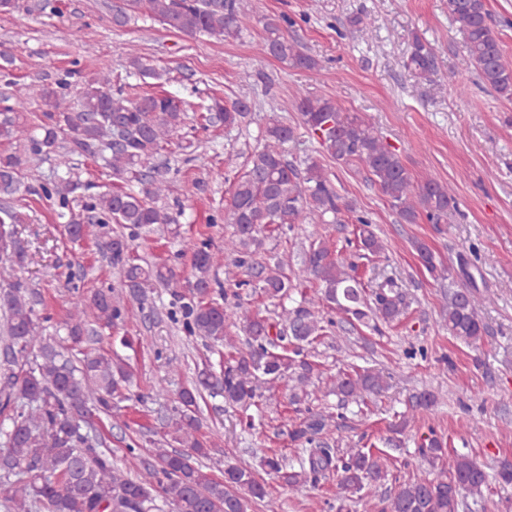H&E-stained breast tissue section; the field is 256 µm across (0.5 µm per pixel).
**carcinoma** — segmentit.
Instances as JSON below:
<instances>
[{"instance_id": "obj_1", "label": "carcinoma", "mask_w": 512, "mask_h": 512, "mask_svg": "<svg viewBox=\"0 0 512 512\" xmlns=\"http://www.w3.org/2000/svg\"><path fill=\"white\" fill-rule=\"evenodd\" d=\"M448 15L463 34L466 52L483 86L501 99L512 101V64L505 60L491 21L486 0H447ZM136 14L160 21L186 36L239 38L250 30L251 16L241 0H123L115 6L112 24L124 27ZM294 22L286 16L265 22L266 36L259 55L272 56L295 68L314 69L318 62L283 32ZM130 66L143 78L154 75L152 66L135 50ZM419 76L436 70L432 48L417 38L405 62ZM69 82L61 78L43 92L40 123L33 124L21 111L23 100L16 93L18 108L0 110V144H19L30 158H54L57 165L72 170L71 155L95 148L112 177L122 180L136 175L142 188H116L90 197L89 222H69L64 233L73 241L93 240L105 252L119 275V288L75 292L71 309L59 330L51 335L37 306L39 293L29 287L20 272L27 253L16 238L14 216L0 209V251L10 255L0 266V505L5 512H160L162 505L173 512H249L252 503L267 496L266 485L250 467L227 465L216 478L203 470L199 459L208 456L210 436L202 431L198 399L206 390L224 398L229 406H250L261 397V385L282 379L294 382V404L312 398L309 390L316 364L307 359L303 345L332 335L336 322L324 319L318 305L363 322L374 317L391 323L403 315L406 303L396 282L387 278L366 294L355 275V264L335 258L328 242L312 244L299 270L290 276L284 262L270 255L259 257L262 227L270 224L290 228L314 217L330 224L343 223L342 214L352 206L336 191L330 174L316 159L301 169L285 155L283 146L295 140V128L272 116L264 131L265 143L254 152L249 169L233 182L224 214L212 218L231 225L224 238V251L200 242L192 254L191 279L182 282L166 262H150L133 255V242L142 232L161 225L177 233L182 212L160 204L167 196V180L155 160L165 145L185 124V101L167 92L128 97L112 91L109 75L87 82L81 91V109L70 110ZM297 109L301 125L318 143L320 153L346 166L366 172L397 211L400 222L415 224L424 217L431 224L448 222L454 197L448 185L433 177L417 179L396 150L386 145L360 116L344 113L327 96L302 93ZM250 103L241 98L206 107L208 126L235 129L250 115ZM23 165L21 154L0 151V194L9 196L18 188ZM79 182L73 176L45 186L43 192L64 217L70 195ZM359 225L358 248L371 255L383 245L365 215H354ZM117 228H112V225ZM415 250L426 268L439 277L435 257L423 242ZM230 258L234 272L243 275L237 287L260 288L271 300H281L294 281L319 283L320 288L298 306L282 308L277 317L257 313L242 325L244 339L230 335L233 311L226 290L216 291V270ZM158 288H167L181 299L170 318L181 323L187 336L207 346H228L232 362L216 374L205 368L196 384L175 394L166 421V435L181 448H166L160 440L152 446L153 462L136 476L112 463V450L99 431L103 418L112 416L116 400L126 397L133 383L130 363L119 356L85 351L74 359L65 351L88 341L89 325L115 333L121 330L127 303L145 302ZM480 296L460 288L448 298L443 322L448 333L467 343L480 341L484 325L477 308ZM385 386L381 373L354 369L332 379L330 393L341 403L380 393ZM434 397L412 396V414L400 429L429 410ZM334 416L311 412L288 430L291 441L308 446L299 469H289L284 460L262 456L259 466L294 488L334 471L339 488L352 496L378 487L387 476L382 457L361 449L336 454L323 435ZM431 462L445 455L444 441L430 433L418 448ZM487 474L473 458L458 454L436 476L416 477L398 485L382 512H466L469 502L483 498Z\"/></svg>"}]
</instances>
